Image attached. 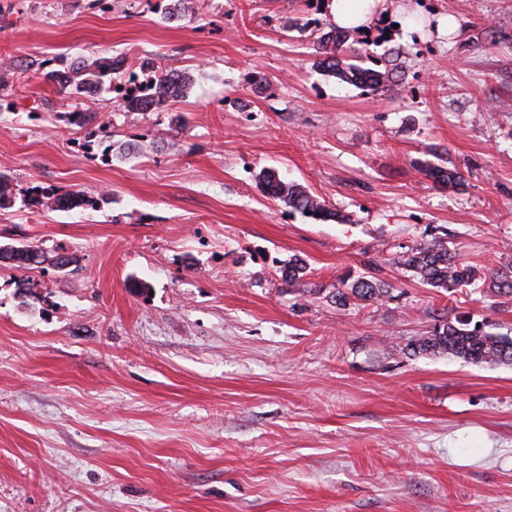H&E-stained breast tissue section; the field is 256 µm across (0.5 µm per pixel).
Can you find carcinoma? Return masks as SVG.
<instances>
[{"mask_svg": "<svg viewBox=\"0 0 512 512\" xmlns=\"http://www.w3.org/2000/svg\"><path fill=\"white\" fill-rule=\"evenodd\" d=\"M350 33L333 25L319 33L314 41L315 61L313 66L343 82L368 87L375 91L389 86L392 72L375 70L346 61L347 45ZM133 56L101 58L91 63L65 58L57 61V68L45 73L47 82L59 87L61 91L74 88L77 94L94 93L103 85L104 79L118 76L121 71L134 65ZM151 89L139 90L124 98L119 104L126 112H152L165 101L183 98L188 93L192 80L176 69L160 70L149 79ZM421 174L441 189L455 190L464 182L463 175L456 169H448L431 163L421 165ZM264 193L274 201L321 221H342L334 210L311 195L298 184L282 179L273 170H264L258 175ZM36 201L44 209L72 211L75 209L96 207L99 199L88 196L78 190H35ZM0 261H9L18 268L33 264L50 263L60 269L71 264L66 255H48L42 250L27 246L0 245ZM395 265L403 267L411 276L432 288L454 292L474 285L482 279L480 271L465 263L448 247V241L442 236L434 237L430 242L410 248L391 258ZM306 272L303 260L295 258L281 270L284 288L300 294L316 295L318 291L309 289L300 291ZM492 287L512 296V276L509 272L492 271L488 274ZM390 296V285L376 276L344 278L330 301L342 307L355 302H375ZM401 352L408 357L419 355H448L469 363L501 364L512 363V338L470 326V323L458 320L445 321L434 326L433 330L406 344Z\"/></svg>", "mask_w": 512, "mask_h": 512, "instance_id": "carcinoma-1", "label": "carcinoma"}]
</instances>
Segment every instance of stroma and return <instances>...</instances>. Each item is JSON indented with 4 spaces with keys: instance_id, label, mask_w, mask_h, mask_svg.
Segmentation results:
<instances>
[{
    "instance_id": "35a3bbf8",
    "label": "stroma",
    "mask_w": 512,
    "mask_h": 512,
    "mask_svg": "<svg viewBox=\"0 0 512 512\" xmlns=\"http://www.w3.org/2000/svg\"><path fill=\"white\" fill-rule=\"evenodd\" d=\"M173 2L0 0V243L73 259L0 264V512H512V364L401 353L455 317L512 338V297L390 262L444 234L512 266V0H386L349 41L370 68L398 51L378 93L314 68L327 0ZM123 53L190 93L140 114L44 79ZM267 168L345 222L266 197ZM35 185L106 201L38 210ZM295 257L314 296L283 287ZM370 273L389 298L329 302ZM421 174L441 189L456 190L464 182L463 175L457 169H448L431 163L422 164Z\"/></svg>"
}]
</instances>
